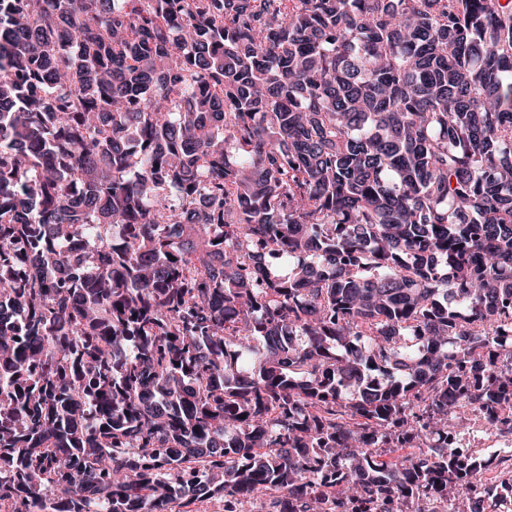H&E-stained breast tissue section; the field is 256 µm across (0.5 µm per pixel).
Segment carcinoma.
Returning <instances> with one entry per match:
<instances>
[{
    "label": "carcinoma",
    "instance_id": "cac0c4a2",
    "mask_svg": "<svg viewBox=\"0 0 512 512\" xmlns=\"http://www.w3.org/2000/svg\"><path fill=\"white\" fill-rule=\"evenodd\" d=\"M288 2L0 0L10 512H483L512 0Z\"/></svg>",
    "mask_w": 512,
    "mask_h": 512
}]
</instances>
